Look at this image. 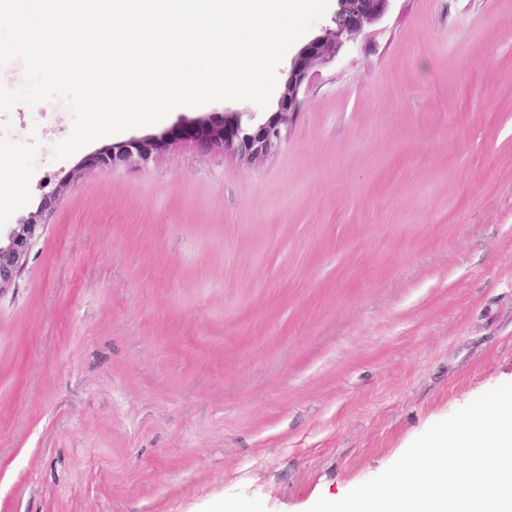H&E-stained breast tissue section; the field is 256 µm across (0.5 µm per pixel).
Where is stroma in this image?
Listing matches in <instances>:
<instances>
[{"label":"stroma","instance_id":"35a3bbf8","mask_svg":"<svg viewBox=\"0 0 512 512\" xmlns=\"http://www.w3.org/2000/svg\"><path fill=\"white\" fill-rule=\"evenodd\" d=\"M0 113V228L85 155ZM0 294V512H307L512 382V0H393L248 164L75 174Z\"/></svg>","mask_w":512,"mask_h":512}]
</instances>
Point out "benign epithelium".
I'll return each instance as SVG.
<instances>
[{
	"label": "benign epithelium",
	"instance_id": "obj_1",
	"mask_svg": "<svg viewBox=\"0 0 512 512\" xmlns=\"http://www.w3.org/2000/svg\"><path fill=\"white\" fill-rule=\"evenodd\" d=\"M390 2L392 0H337V9L323 34L309 39L292 57L277 109L263 120L245 124L237 112L181 120L159 136L131 139L91 153L80 161L78 168L114 169L145 163L153 155L186 142L230 152L247 163L266 157L279 147L283 129L293 121L299 94L312 70L330 62L368 27L381 20ZM69 187V179L60 180L53 192L42 198L36 211L10 230L8 243L0 245V294L20 276L35 238L45 228V215L54 209Z\"/></svg>",
	"mask_w": 512,
	"mask_h": 512
}]
</instances>
